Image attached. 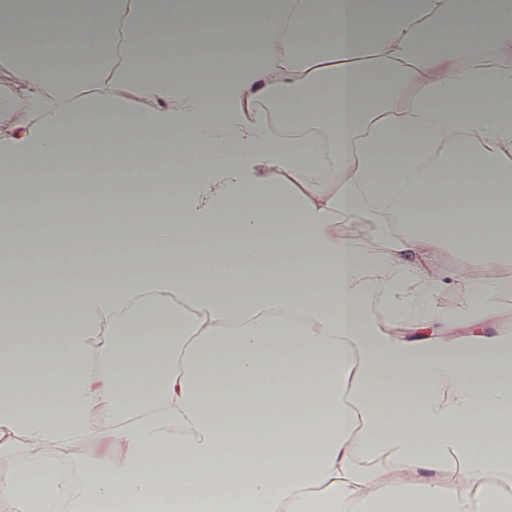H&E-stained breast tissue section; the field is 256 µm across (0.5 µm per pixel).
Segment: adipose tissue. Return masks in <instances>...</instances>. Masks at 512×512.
<instances>
[{
    "mask_svg": "<svg viewBox=\"0 0 512 512\" xmlns=\"http://www.w3.org/2000/svg\"><path fill=\"white\" fill-rule=\"evenodd\" d=\"M0 12V512H512V0ZM168 220V217L162 212H148L140 215L137 219H125L116 217L112 209L103 205L99 214V224H152ZM457 293H448L440 300V306L448 311V314L461 315L470 310L475 304L472 298H466L464 296H470L471 289L459 288L456 290Z\"/></svg>",
    "mask_w": 512,
    "mask_h": 512,
    "instance_id": "adipose-tissue-1",
    "label": "adipose tissue"
}]
</instances>
